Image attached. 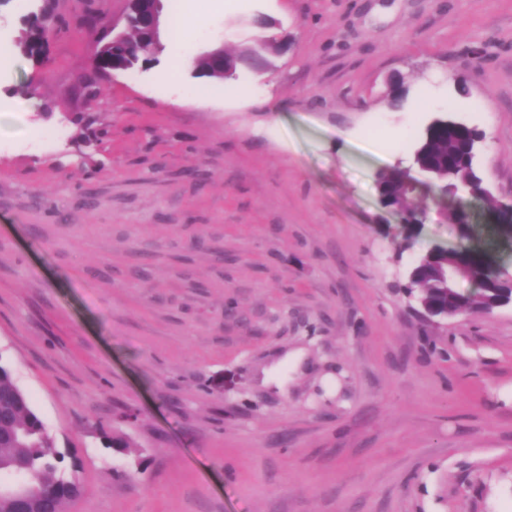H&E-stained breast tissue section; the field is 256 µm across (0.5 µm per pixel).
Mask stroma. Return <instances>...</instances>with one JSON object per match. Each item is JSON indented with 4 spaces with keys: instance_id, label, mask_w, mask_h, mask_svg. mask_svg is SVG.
<instances>
[{
    "instance_id": "1",
    "label": "stroma",
    "mask_w": 512,
    "mask_h": 512,
    "mask_svg": "<svg viewBox=\"0 0 512 512\" xmlns=\"http://www.w3.org/2000/svg\"><path fill=\"white\" fill-rule=\"evenodd\" d=\"M36 6L44 56L0 71V363L82 486L65 512H512V307L424 317L405 285L451 211L419 190L412 234L377 191L444 116L512 201V0H192L197 54L277 22L253 91L242 65L92 75L128 0ZM470 224L512 268L486 204Z\"/></svg>"
}]
</instances>
